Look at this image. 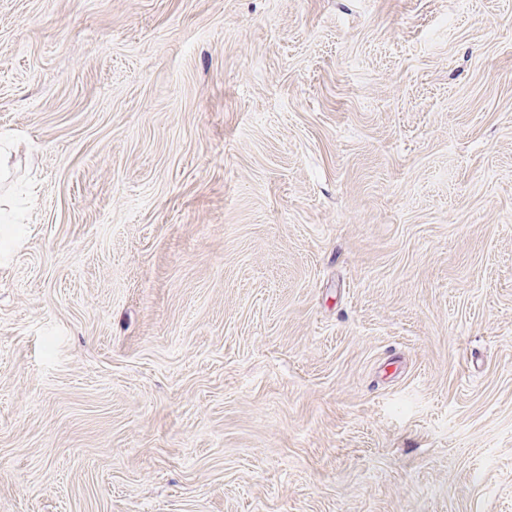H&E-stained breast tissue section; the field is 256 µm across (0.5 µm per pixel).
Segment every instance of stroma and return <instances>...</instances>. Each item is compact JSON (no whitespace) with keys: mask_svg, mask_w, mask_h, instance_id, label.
<instances>
[{"mask_svg":"<svg viewBox=\"0 0 512 512\" xmlns=\"http://www.w3.org/2000/svg\"><path fill=\"white\" fill-rule=\"evenodd\" d=\"M0 512H512V0H0Z\"/></svg>","mask_w":512,"mask_h":512,"instance_id":"stroma-1","label":"stroma"}]
</instances>
